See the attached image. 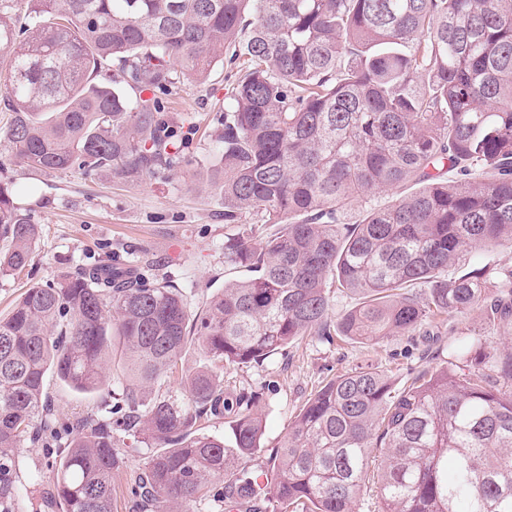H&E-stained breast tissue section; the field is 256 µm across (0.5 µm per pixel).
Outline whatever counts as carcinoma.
Instances as JSON below:
<instances>
[{
	"mask_svg": "<svg viewBox=\"0 0 512 512\" xmlns=\"http://www.w3.org/2000/svg\"><path fill=\"white\" fill-rule=\"evenodd\" d=\"M31 2L18 28L14 0H0L5 138L19 162L121 180L175 170L184 142L163 97L230 45L239 77L219 187L224 223L254 227L224 241V264L248 276L198 316L169 280L95 259L30 286L0 318V512L16 497L7 460L28 441L66 449L61 512H114L123 433L159 446L131 485L147 506L192 512L224 476L225 503L264 490L281 512H354L369 485L381 512H512V352L472 345L462 360L482 372L451 367L397 390L371 369L329 380L270 455L263 486L234 468L261 448V415L252 397L224 396V369L303 336L372 341L480 306L512 318V269L462 264L512 243V0ZM113 59L123 77L112 86L102 75ZM39 238L1 185L0 276L28 266ZM338 292L362 302L335 316ZM115 335L130 365L117 391L103 376ZM193 344L204 362L182 401L163 379ZM50 374L100 394L105 411L62 423ZM226 411L231 448L196 429Z\"/></svg>",
	"mask_w": 512,
	"mask_h": 512,
	"instance_id": "1",
	"label": "carcinoma"
}]
</instances>
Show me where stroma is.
<instances>
[{
    "instance_id": "35a3bbf8",
    "label": "stroma",
    "mask_w": 512,
    "mask_h": 512,
    "mask_svg": "<svg viewBox=\"0 0 512 512\" xmlns=\"http://www.w3.org/2000/svg\"><path fill=\"white\" fill-rule=\"evenodd\" d=\"M236 70L220 59L209 74L173 87L165 119L188 132L185 162L176 170L139 181H119L101 172H35L16 160L3 133L10 121L7 90L0 78V184L9 186L15 205L40 227V239L28 267L0 277V317L6 316L32 284L48 283L70 264L114 254L152 266L155 273L191 289L190 304L199 305L221 291L236 272L224 265V239L248 233L249 225L224 221V199L216 187L215 164L224 101ZM488 350L512 349V321H490L481 308L457 314L441 324H426L403 336L372 344L356 340L334 345L316 336L292 343L259 364L224 372V393L255 394L264 418L263 449L246 466L264 469L299 409L330 379L359 367L385 373L396 387L419 374L454 362L461 344ZM59 418L96 413L98 394L79 393L58 380L47 381ZM125 467L114 480L115 512H141L130 492L132 477L152 454L151 442L120 439ZM62 451L24 445L14 456L11 477L17 489L15 512H44L52 488V467Z\"/></svg>"
}]
</instances>
